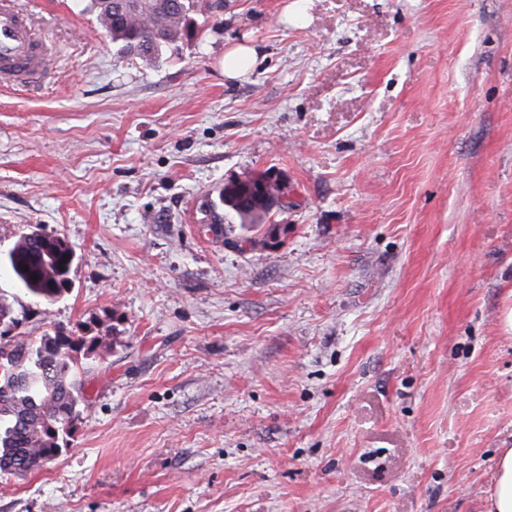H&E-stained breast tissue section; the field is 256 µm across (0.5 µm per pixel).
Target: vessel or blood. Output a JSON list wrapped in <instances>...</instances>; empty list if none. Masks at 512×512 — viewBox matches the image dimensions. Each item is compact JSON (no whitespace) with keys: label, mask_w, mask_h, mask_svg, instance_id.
<instances>
[{"label":"vessel or blood","mask_w":512,"mask_h":512,"mask_svg":"<svg viewBox=\"0 0 512 512\" xmlns=\"http://www.w3.org/2000/svg\"><path fill=\"white\" fill-rule=\"evenodd\" d=\"M45 48L38 41L27 17L0 5V78L30 76L43 71Z\"/></svg>","instance_id":"obj_1"}]
</instances>
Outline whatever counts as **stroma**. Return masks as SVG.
Wrapping results in <instances>:
<instances>
[{"label":"stroma","mask_w":512,"mask_h":512,"mask_svg":"<svg viewBox=\"0 0 512 512\" xmlns=\"http://www.w3.org/2000/svg\"><path fill=\"white\" fill-rule=\"evenodd\" d=\"M51 49L0 82L9 337L102 345L56 458L0 512H487L512 448V0H224L152 66L91 0H9ZM257 52L245 77L224 53ZM274 169L264 227L211 225ZM274 172L265 171L255 177H246L245 179H235L224 184V188L219 191V203L209 204L210 210H213L212 224H224L226 221L227 208L229 213H233V218L238 220V224L259 225L265 223L268 214L272 209L279 204L278 198L280 193V186L278 182V175L274 179ZM260 193L261 202L251 207H238V202H234L235 195L254 196ZM224 207V214L219 213L217 209ZM39 238L34 232L23 234L8 250L9 268L29 294L54 301L69 290V272L75 254L68 243L59 236ZM68 256V259H64ZM28 267V271L24 268ZM64 267V270H61ZM37 276V279H33Z\"/></svg>","instance_id":"35a3bbf8"}]
</instances>
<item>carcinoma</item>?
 <instances>
[{"mask_svg":"<svg viewBox=\"0 0 512 512\" xmlns=\"http://www.w3.org/2000/svg\"><path fill=\"white\" fill-rule=\"evenodd\" d=\"M93 9L120 53L152 63L162 48L189 33L190 17L212 9L209 0H92ZM274 172L224 184L211 223L222 224L224 207L238 223L261 225L278 205ZM75 254L59 236L23 234L8 250L9 268L29 294L53 301L69 290ZM101 337L58 328L37 342L23 337L0 344V470L40 469L60 450L59 436L73 431L84 399L85 360Z\"/></svg>","mask_w":512,"mask_h":512,"instance_id":"cac0c4a2","label":"carcinoma"}]
</instances>
